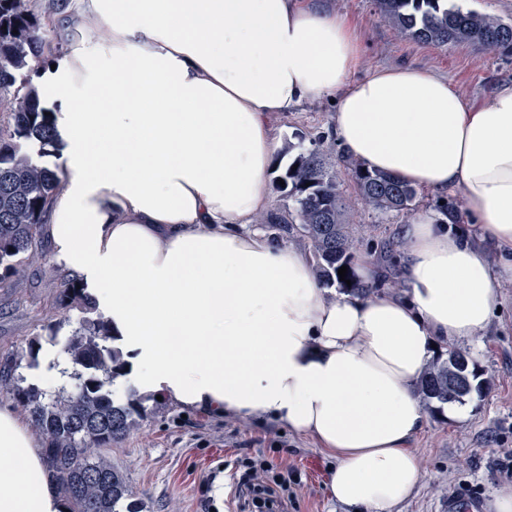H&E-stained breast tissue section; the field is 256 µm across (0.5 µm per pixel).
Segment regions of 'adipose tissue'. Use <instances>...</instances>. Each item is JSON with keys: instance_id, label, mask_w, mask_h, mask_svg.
I'll return each instance as SVG.
<instances>
[{"instance_id": "obj_1", "label": "adipose tissue", "mask_w": 512, "mask_h": 512, "mask_svg": "<svg viewBox=\"0 0 512 512\" xmlns=\"http://www.w3.org/2000/svg\"><path fill=\"white\" fill-rule=\"evenodd\" d=\"M104 27L86 34L88 20ZM68 50L41 83L65 147L53 256L108 319L139 389L262 416L334 459L347 512H393L421 470L416 383L445 341H476L512 274V84L465 101L447 79L386 67L355 81L345 18L308 0H70ZM336 102L344 150L425 192L460 189L492 272L431 213L403 229L408 291L339 294L255 224L270 203L271 118ZM0 512H67L23 416L0 407Z\"/></svg>"}]
</instances>
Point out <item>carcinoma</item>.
Here are the masks:
<instances>
[{"mask_svg":"<svg viewBox=\"0 0 512 512\" xmlns=\"http://www.w3.org/2000/svg\"><path fill=\"white\" fill-rule=\"evenodd\" d=\"M450 0H375L382 17L402 34L438 46L476 43L485 48L512 44V23L464 11ZM46 34L32 12L30 0H0V269L8 275L16 259L32 249L41 236L49 203L59 189L58 168L47 161L58 135L46 114L38 89L24 81L42 54ZM296 152L281 180L293 201L286 216L266 223L276 238L297 234L308 240L314 256L313 272L323 286L346 292H367L356 280L352 259L366 225L350 224L352 209L341 191L334 164L317 144H288ZM361 203L379 213L410 210L417 190L390 174L350 163ZM347 267L346 279L338 269ZM79 282L65 283L59 308L85 314L76 338L64 348L73 367L76 391L51 396L37 387L17 389L32 422L44 434V456L68 512H143L124 475L97 455L102 448L124 439L142 417L144 407L136 392L123 401L115 396V379L125 374L119 350L108 345L112 333L96 303ZM487 386L478 363L462 350L438 356L417 383L428 407L461 403Z\"/></svg>","mask_w":512,"mask_h":512,"instance_id":"obj_1","label":"carcinoma"}]
</instances>
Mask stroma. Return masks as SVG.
Listing matches in <instances>:
<instances>
[{"mask_svg":"<svg viewBox=\"0 0 512 512\" xmlns=\"http://www.w3.org/2000/svg\"><path fill=\"white\" fill-rule=\"evenodd\" d=\"M328 8L355 27L361 57L354 78L382 67L412 65L447 78L471 103L490 102L495 90L512 83V45L487 49L461 43L436 46L400 34L378 12L374 0H326ZM336 107L327 100L296 112L274 114L271 122L281 143L313 139L336 160V174L347 197L357 186L347 166L348 154L333 131ZM449 213L451 233L474 235L461 191L417 195L411 212L380 214L359 208L355 223L369 225L360 244L379 270L400 268L401 228L415 213ZM42 256H21L17 273L0 277V405L22 410L16 388L30 376L29 351L50 344L63 348L79 329V313L63 314L57 298L70 274L53 258L50 242ZM485 372L490 385L466 402L465 419L446 411L429 413L410 446L421 468L416 495L395 512H441L449 497L486 503L511 484L495 467L502 450H512V279L501 285L500 310L475 343H463ZM146 414L128 437L104 449V457L121 471L145 512H215V480L224 482V512H237L234 476L265 478L269 469H295L300 486L288 512H344L327 494L333 462L305 435L258 418L214 417L182 410L169 400L150 399Z\"/></svg>","mask_w":512,"mask_h":512,"instance_id":"stroma-1","label":"stroma"}]
</instances>
